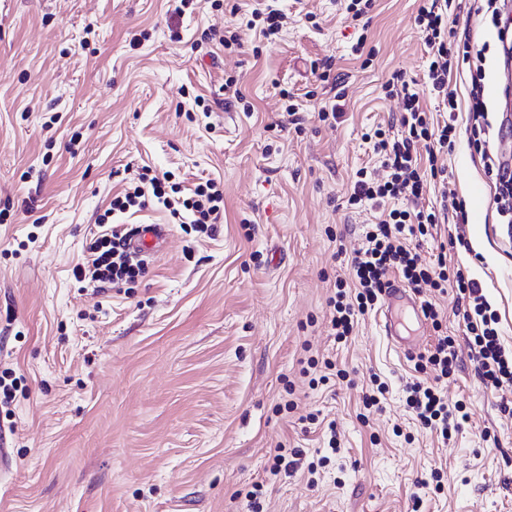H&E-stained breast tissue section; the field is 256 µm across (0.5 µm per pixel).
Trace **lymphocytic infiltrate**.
Returning a JSON list of instances; mask_svg holds the SVG:
<instances>
[{
	"label": "lymphocytic infiltrate",
	"instance_id": "f902f5d3",
	"mask_svg": "<svg viewBox=\"0 0 512 512\" xmlns=\"http://www.w3.org/2000/svg\"><path fill=\"white\" fill-rule=\"evenodd\" d=\"M282 19L280 10L265 0H255L251 11L240 17L238 27L221 33L209 29L204 31L203 38L232 51L241 48L239 31L244 28L270 42L280 34ZM415 22L430 51L427 88L431 93L447 97L449 74L460 64L468 66L472 99L469 121L482 137L480 148L485 167L499 189L494 203L500 221L512 224V165L501 162L496 153L501 129L488 118L484 58L461 50L454 41V33L448 28L447 8L420 6ZM391 92L402 100L403 133L400 138L392 139L378 128L370 137L386 175L379 179L359 170L348 198L349 204L370 203L388 207L389 212L386 219L367 225L366 246L356 251L350 261V280H337L336 289L328 299L330 327L337 342H345L358 316L375 306L394 273L417 292L424 288L441 293L452 290L457 302L466 308L463 318L478 362L479 377L496 388L511 384L512 358L500 343L498 316L479 282L463 270L448 269L445 262L430 265L419 253L422 242L439 222V212L399 205L400 200L423 195L431 180L437 178L438 157L451 146L456 128L451 123L434 125L413 83L401 81L393 85ZM150 203L167 210L173 219L194 232L209 236L214 235L216 224L224 217V192L215 180L198 185L186 197L180 185L172 182L170 174L157 176L146 169L140 173L133 190L113 197L106 214L112 218L143 209ZM128 235L122 225L112 222L94 234L86 245L87 261L73 270L76 282L99 294L134 284L143 274L144 264L133 261L128 254ZM406 393V404L419 427L435 431L445 439L461 431L468 418L463 402L449 403L434 386L420 380L407 383Z\"/></svg>",
	"mask_w": 512,
	"mask_h": 512
}]
</instances>
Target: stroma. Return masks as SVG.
Masks as SVG:
<instances>
[{
	"label": "stroma",
	"instance_id": "35a3bbf8",
	"mask_svg": "<svg viewBox=\"0 0 512 512\" xmlns=\"http://www.w3.org/2000/svg\"><path fill=\"white\" fill-rule=\"evenodd\" d=\"M248 2L194 0L180 15L179 0H0V372L19 378L0 410V512H512V388L477 376L455 294H422L441 321L422 350L444 334L462 360L437 380L469 413L448 440L415 426L403 387L435 372L389 343L380 310L343 344L328 323L327 299L376 217L347 204L357 170L381 171L363 135L376 125L399 134L394 76L426 81L421 0H376L364 29L345 0H277L287 20L275 43L247 34L228 55L203 41ZM450 15L456 37L483 50L485 100L504 116L493 26L468 25L465 0ZM325 59L345 76L331 124L317 117L328 94L312 68ZM231 76L242 101L224 94ZM448 91L454 114L422 100L435 119L454 118L457 136L418 204L451 193L461 207L421 253L481 283L510 352L512 225L497 221L473 144L467 77L451 74ZM194 96L210 116L179 112ZM144 165L188 189L220 180L223 224L200 238L153 206L125 215L130 228L163 225L162 248L131 292L79 288L72 271L87 237ZM312 358L335 361L348 381L311 387L321 373ZM375 377L389 393L371 412L362 393ZM314 412L334 423L341 448L312 475L324 445ZM282 444L303 454L270 474Z\"/></svg>",
	"mask_w": 512,
	"mask_h": 512
}]
</instances>
